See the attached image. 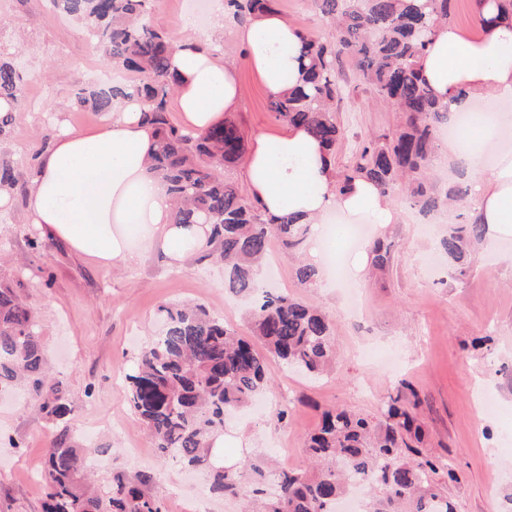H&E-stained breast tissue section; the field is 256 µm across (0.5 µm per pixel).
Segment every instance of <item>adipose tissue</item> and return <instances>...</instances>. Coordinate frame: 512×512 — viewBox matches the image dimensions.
<instances>
[{
  "instance_id": "adipose-tissue-1",
  "label": "adipose tissue",
  "mask_w": 512,
  "mask_h": 512,
  "mask_svg": "<svg viewBox=\"0 0 512 512\" xmlns=\"http://www.w3.org/2000/svg\"><path fill=\"white\" fill-rule=\"evenodd\" d=\"M495 0L476 5L477 39H463L454 25L437 23L419 58L427 83L448 106L449 126L459 127L440 157L468 165L469 221L483 224L490 239L512 236V18L492 23ZM182 39L169 58L179 83L176 104L185 128L203 131L223 122L239 104L230 66L212 53L211 37L190 19L180 24ZM250 66L267 92L277 96L301 85L300 29L279 13L257 15L238 30ZM493 104L476 111L478 101ZM143 105L128 99L113 108L94 134L61 129L31 169L27 212L32 224L98 263L130 265L138 258L127 229L146 228L158 238L172 264H182L188 248L203 249L200 226L173 223V202L151 169L154 135L143 123ZM248 195L270 214H299L310 223L305 258L322 265L323 226L337 215L344 225L395 224L400 212L371 181L353 180L340 189L338 174L320 142L303 126L277 135L253 137L242 168Z\"/></svg>"
}]
</instances>
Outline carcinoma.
Masks as SVG:
<instances>
[{
  "mask_svg": "<svg viewBox=\"0 0 512 512\" xmlns=\"http://www.w3.org/2000/svg\"><path fill=\"white\" fill-rule=\"evenodd\" d=\"M52 2L93 37L110 63L137 74L131 83L82 88L75 93L77 104L92 112H110L121 99H140L142 121L156 137L153 170L176 203L173 223L207 225L201 258L224 263L225 290L257 296L253 331L264 350L201 304L162 305L158 316L164 330L137 353L127 377L130 406L160 458L189 469L206 468L211 492L235 494L236 475L211 460L209 440L224 431V413L247 406L264 390L269 359L319 375L334 355L329 320L295 298L265 291L259 276L272 241L295 255L307 239L309 225L290 215H266L224 176L246 150L244 133L234 119L202 132L172 122L170 99L177 79L169 70V57L176 43L148 21V0ZM277 2L225 0L244 25L260 12L277 10ZM313 3L328 21L327 36L304 38V85L270 97L269 110L287 124L307 126L330 160H336L341 129L334 113L343 89L339 63L347 53L372 85L376 99L402 113L404 126L391 139L362 142L342 172L339 189L362 177L388 194L401 180L408 203L425 213L461 200L467 189L442 193L430 172L437 128L448 120V113L417 68L432 23L449 17V0ZM27 93L26 77L0 57V102L17 107ZM484 229L458 215L441 242L452 262L450 276L466 274L463 250L482 239ZM23 381L40 397V409L51 425L59 428L41 468L46 487L43 512H165L160 498L147 489V473L134 478L114 474L105 490L91 487L87 461L96 449L75 447L62 426L73 408L61 383L47 379L36 314L16 295L11 281L0 276V389ZM422 439L415 413L399 395L378 421L346 410H327L305 442L312 467L280 474V494L258 499L250 512H336V502L355 480L380 490L369 503V512H454L435 483L438 465L412 446Z\"/></svg>",
  "mask_w": 512,
  "mask_h": 512,
  "instance_id": "cac0c4a2",
  "label": "carcinoma"
}]
</instances>
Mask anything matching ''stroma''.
<instances>
[{"mask_svg": "<svg viewBox=\"0 0 512 512\" xmlns=\"http://www.w3.org/2000/svg\"><path fill=\"white\" fill-rule=\"evenodd\" d=\"M214 4L204 0L208 19L201 27L215 32L225 63L235 68L242 101L232 117L249 139L275 131L281 122L248 63L238 24L218 15ZM0 53L14 59L29 82L27 101L0 136V160L14 165L24 185L36 149L51 142L60 125L93 132L102 124L103 114L77 111L76 88L97 85L108 73L122 82L134 78L110 64L50 0H0ZM343 67L347 82L336 106L340 169L366 136L391 137L399 129L398 112L375 104L352 57H344ZM9 197L0 207V259L38 316L47 365L73 406L70 436L97 450V483L105 487L113 474L145 472L152 477L149 492L163 498L166 512H239V498L212 494L206 474L159 460L132 412L125 381L138 349L159 329L161 305L202 303L250 335L249 304L225 292L223 265L191 260L176 270L155 245L134 264L103 267L52 241L40 247L26 194L14 190ZM403 216V223L371 229L368 243L350 252L349 261L365 259L366 268L347 287L326 279L300 284L294 261L272 246L277 273L269 288L329 316L336 364L311 379L270 362L265 398L287 409L286 419L229 414L224 433L247 441L246 457L267 453L265 488L271 492L276 473L307 467L303 442L324 410L376 417L403 384L418 400L423 454L457 474L440 483L455 512H501L512 494V374H493L490 365L512 364V238L474 243L465 276L452 278L439 245L448 215L429 224L407 206ZM374 240L389 248L384 263L375 259ZM51 441V425L34 396L22 388L1 390L0 512H42L39 472Z\"/></svg>", "mask_w": 512, "mask_h": 512, "instance_id": "obj_1", "label": "stroma"}]
</instances>
